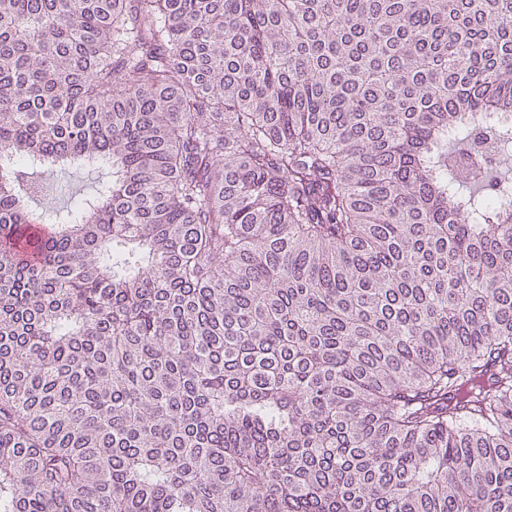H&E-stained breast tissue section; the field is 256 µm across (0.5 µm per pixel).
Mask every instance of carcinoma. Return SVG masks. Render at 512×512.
I'll return each instance as SVG.
<instances>
[{
    "mask_svg": "<svg viewBox=\"0 0 512 512\" xmlns=\"http://www.w3.org/2000/svg\"><path fill=\"white\" fill-rule=\"evenodd\" d=\"M2 160L0 512H512V0H0ZM102 168L93 167H77L70 171L64 178L58 180L59 184L65 185L62 191L55 188L47 191L44 206L53 207L55 209L66 208L70 205V196L84 197L94 193L98 186L99 175L101 176ZM103 172H105L103 170ZM102 172V173H103ZM38 206V208L42 207Z\"/></svg>",
    "mask_w": 512,
    "mask_h": 512,
    "instance_id": "cac0c4a2",
    "label": "carcinoma"
}]
</instances>
